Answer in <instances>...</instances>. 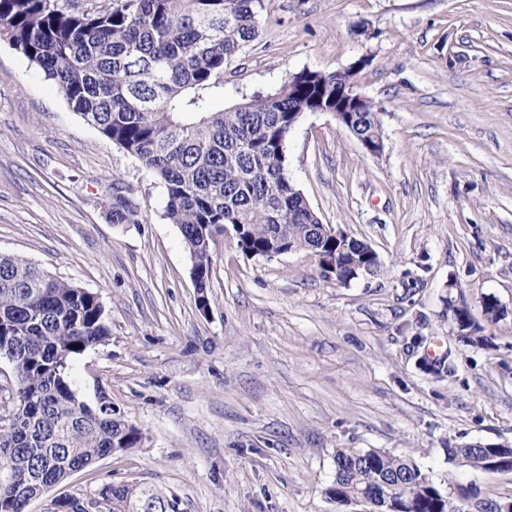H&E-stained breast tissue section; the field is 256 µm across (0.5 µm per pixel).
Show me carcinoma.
<instances>
[{
    "mask_svg": "<svg viewBox=\"0 0 512 512\" xmlns=\"http://www.w3.org/2000/svg\"><path fill=\"white\" fill-rule=\"evenodd\" d=\"M261 0H113L106 10L73 12L54 0H0V37L52 81L82 119L135 157L166 189V217L190 252L198 293L212 271L210 242L244 226L239 245L263 253L276 245L313 254L334 251L336 281L360 263L375 276L376 251L354 236H328L304 194L279 164L300 112L312 100L332 106L348 90L347 72L314 71L276 92L220 111L224 64L258 36ZM352 133L381 135L373 103L349 113ZM112 223L135 224L136 211L114 186ZM461 337L487 342L465 305H449ZM110 335L97 294L60 281L20 256L0 253V358L15 385L0 405V512H25L48 484L112 453L135 447L142 433L121 411L88 404L71 376L73 360ZM450 459L480 472L489 455L512 466L508 450L468 444ZM370 494L366 512H500L499 501L468 488L438 486L410 458L339 448L328 499L342 508ZM96 504L107 512H176L175 502L135 484H106ZM56 512H87L76 497Z\"/></svg>",
    "mask_w": 512,
    "mask_h": 512,
    "instance_id": "obj_1",
    "label": "carcinoma"
}]
</instances>
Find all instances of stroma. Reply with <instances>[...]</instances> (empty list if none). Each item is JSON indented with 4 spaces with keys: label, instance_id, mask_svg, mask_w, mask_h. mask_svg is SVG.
Segmentation results:
<instances>
[{
    "label": "stroma",
    "instance_id": "stroma-1",
    "mask_svg": "<svg viewBox=\"0 0 512 512\" xmlns=\"http://www.w3.org/2000/svg\"><path fill=\"white\" fill-rule=\"evenodd\" d=\"M258 21L224 66L225 105L366 59L357 88L379 109L382 154L307 112L286 164L321 222L382 267L341 284L311 252L248 256L229 230L211 244L204 314L164 186L0 40V252L98 294L111 334L72 376L143 433L29 512L124 481L175 496L177 512H336L340 448L512 500V473L448 457L512 447V0H262ZM116 186L136 223L111 222ZM488 295L505 309L493 323ZM452 303L486 345L461 340ZM448 352L452 375L425 371ZM448 454L451 460H459L463 462L465 466L480 472L486 471V464L490 454H494L502 458H507V460H504V462L506 463L507 466H512V461L509 460L510 455L507 449L501 452L499 449L493 450V448L490 447L485 448L483 446L468 444L460 448L449 449ZM510 466L491 468L487 470L486 473L497 474L503 472H512V467Z\"/></svg>",
    "mask_w": 512,
    "mask_h": 512
}]
</instances>
